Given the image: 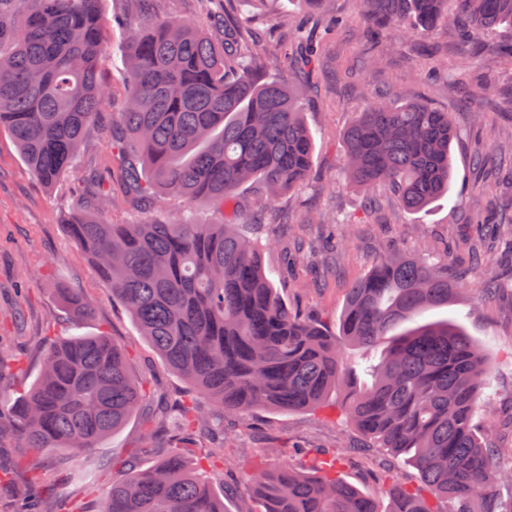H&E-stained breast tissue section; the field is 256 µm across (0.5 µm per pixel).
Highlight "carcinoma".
<instances>
[{
	"label": "carcinoma",
	"mask_w": 512,
	"mask_h": 512,
	"mask_svg": "<svg viewBox=\"0 0 512 512\" xmlns=\"http://www.w3.org/2000/svg\"><path fill=\"white\" fill-rule=\"evenodd\" d=\"M101 0H0V130L47 186L78 162L87 127L107 99L99 73L107 61L99 19ZM376 36L399 23L432 34L443 27L462 43L512 64V0H361ZM131 92L112 118V149L127 162L142 194L181 197L226 207L243 185L259 181L273 199L304 183L314 140L301 111L302 92L276 79L258 80L252 59L221 49L199 24L164 17L126 30ZM313 50L284 56L300 73ZM234 66L232 79L226 67ZM456 131L448 113L417 102L380 101L344 135L351 181L386 183L404 207L425 209L448 193ZM97 211L65 218L68 234L97 276L124 304L157 355L202 396L224 411L278 412L318 407L346 395L345 413L368 440L410 463L430 491L400 482L390 488L388 512H512V471L494 470L512 458L487 428L474 422V404L491 367L484 346L452 318L419 324L394 338L358 380L347 361L352 346H372L425 312L449 305L460 280L449 264L384 255L349 288L332 333L288 310L268 279L260 250L236 224L179 221L108 224ZM61 303L76 323L93 306L76 288H61ZM41 368L29 388L0 405V433L38 453L64 448L90 454L146 407L131 367L109 336H65L41 349ZM166 445L168 413H155L142 451L148 468L133 466L112 481L98 512H224L206 468L224 453V426L205 419L195 402L180 404ZM214 451L192 463L200 438ZM348 452L321 449L307 471L291 466L249 477L254 512H378L375 499L344 481L338 468ZM29 482L16 485L0 465V496L12 512H65L69 487L93 479L85 471L49 496L48 470L28 465Z\"/></svg>",
	"instance_id": "carcinoma-1"
}]
</instances>
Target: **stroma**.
<instances>
[{"mask_svg":"<svg viewBox=\"0 0 512 512\" xmlns=\"http://www.w3.org/2000/svg\"><path fill=\"white\" fill-rule=\"evenodd\" d=\"M175 16L212 23H237L244 50L256 59L259 78L279 77L302 84L304 117L315 152L308 181L265 205L260 190L242 187L232 216L207 203L185 207L175 198L152 207L136 193L125 168L112 153L113 116L124 111L129 87L125 70V29ZM101 28L108 61L100 82L107 103L84 140L77 169L53 187H45L26 166L11 136L0 131V351L23 369L30 385L40 369L41 346L58 336L107 334L123 349L132 374L145 391L150 410L174 409L196 399L191 385L170 370L141 336L125 306L94 272L73 243L63 221L69 211L90 205L88 172L100 174V190L111 192L103 218L110 224L145 219L178 220L189 212L194 223L232 219L262 253L266 274L289 310L335 330L349 288L362 279L382 254L395 253L440 264L457 259L465 283L450 306L428 311L427 319L456 318L482 342L494 369L493 388L482 390L478 408L492 406L489 419L500 445L512 447V224L498 225L490 240L471 236L467 218L495 208L512 211V66L481 50L462 47L448 31L420 38L393 26L370 40L371 25L359 0H329L325 13L308 15L296 0H267L254 11L250 0H102ZM311 42L317 66L306 75L284 70V53ZM491 87L481 110L466 103L471 87ZM420 101L448 113L457 129L453 143L455 176L447 196L426 209L410 212L387 185L362 188L349 181L343 135L359 112L378 99ZM483 156L498 172L482 178L473 162ZM484 261L470 266L472 251ZM495 276L500 288L485 295L480 283ZM78 288L95 312L73 325L56 290ZM231 435L225 456L210 469L213 489L224 497L225 512H252L245 478L285 463L294 446L346 448L350 454L340 474L389 503L384 473L391 463L385 449L365 447L361 435L340 409L299 412L258 409L246 416H225ZM143 416L96 448L102 477L79 493L84 512H96L112 485L111 464L136 458L143 446Z\"/></svg>","mask_w":512,"mask_h":512,"instance_id":"stroma-1","label":"stroma"}]
</instances>
